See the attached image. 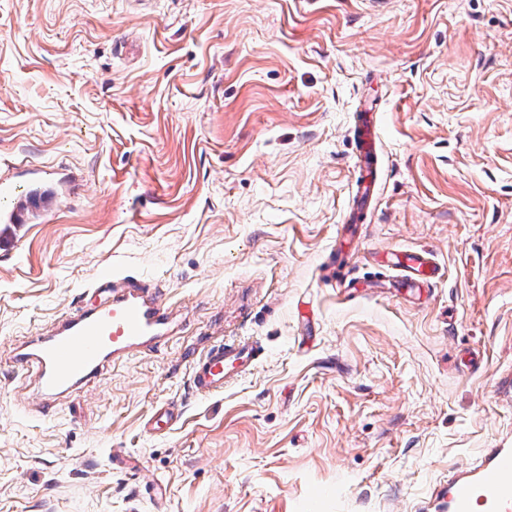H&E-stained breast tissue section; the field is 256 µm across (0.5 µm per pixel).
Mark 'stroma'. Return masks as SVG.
Returning a JSON list of instances; mask_svg holds the SVG:
<instances>
[{"label":"stroma","mask_w":512,"mask_h":512,"mask_svg":"<svg viewBox=\"0 0 512 512\" xmlns=\"http://www.w3.org/2000/svg\"><path fill=\"white\" fill-rule=\"evenodd\" d=\"M7 167L50 193L0 224V512H442L512 445V0H0ZM397 248L440 281L372 287ZM109 271L172 337L42 397L14 354ZM219 325L263 353L202 398ZM180 416L175 415L174 410L168 406H159L153 415L144 423V429L148 433L165 434L178 422Z\"/></svg>","instance_id":"stroma-1"}]
</instances>
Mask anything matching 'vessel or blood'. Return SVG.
Listing matches in <instances>:
<instances>
[{
  "instance_id": "1",
  "label": "vessel or blood",
  "mask_w": 512,
  "mask_h": 512,
  "mask_svg": "<svg viewBox=\"0 0 512 512\" xmlns=\"http://www.w3.org/2000/svg\"><path fill=\"white\" fill-rule=\"evenodd\" d=\"M400 273L395 285L421 289L440 273L434 256L425 250H396ZM94 289L108 292L103 305H77L60 317L51 333L33 337L15 356L32 368L43 395L55 397L84 383L116 359L167 342L173 313L160 288L129 274L98 276ZM260 348L246 338L203 351L190 365L189 382L196 395L223 392L226 384L249 371ZM172 408L161 406L145 422L148 433H167L178 422ZM448 512H512V448H489L483 467L450 477L444 489Z\"/></svg>"
}]
</instances>
